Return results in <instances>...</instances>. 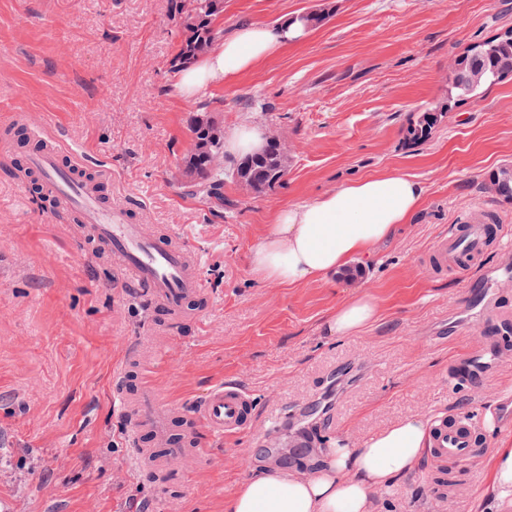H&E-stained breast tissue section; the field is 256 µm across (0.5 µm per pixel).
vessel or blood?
Returning <instances> with one entry per match:
<instances>
[{"label": "vessel or blood", "instance_id": "vessel-or-blood-1", "mask_svg": "<svg viewBox=\"0 0 512 512\" xmlns=\"http://www.w3.org/2000/svg\"><path fill=\"white\" fill-rule=\"evenodd\" d=\"M31 133L38 145L26 161L44 195L56 203V213L79 225L80 245L89 254L102 253L125 273L127 283L144 294L151 305L178 319L184 308L204 292L196 267L198 255L181 243L179 233L168 229L155 234L137 224L125 202L102 193L99 182H111L112 172L99 166L88 176L79 152L68 147L61 135L41 127ZM511 228L503 224H475L462 219L453 224L447 238L429 265L433 271L448 269V257L464 254L466 260L480 257L488 243ZM115 399L131 424L127 437L128 465L151 469L159 484L177 482L170 467L173 459L200 457L195 432L205 429L221 437L245 431L254 409L252 400L240 386L224 383L209 390L195 409L167 408L154 392L139 389L127 393L125 372H117ZM477 422L471 414L456 412L443 416L433 427L426 455L429 460L468 466L476 462L480 447L476 442Z\"/></svg>", "mask_w": 512, "mask_h": 512}]
</instances>
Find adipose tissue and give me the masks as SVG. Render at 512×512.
<instances>
[{"label":"adipose tissue","mask_w":512,"mask_h":512,"mask_svg":"<svg viewBox=\"0 0 512 512\" xmlns=\"http://www.w3.org/2000/svg\"><path fill=\"white\" fill-rule=\"evenodd\" d=\"M301 35L288 20L275 27L238 26L210 54L181 71L179 91L192 99L213 85L236 82ZM423 194L412 177L382 172L282 208L251 252L250 273L258 282L291 287L340 274L352 260L371 257L391 241L413 219ZM378 319L376 302L365 294L339 305L326 330L351 336ZM429 427L427 417L416 416L374 434L360 447L337 445L307 474L256 471L225 497L224 512H374V487L414 470ZM489 468L486 512H512V442L494 448Z\"/></svg>","instance_id":"obj_1"}]
</instances>
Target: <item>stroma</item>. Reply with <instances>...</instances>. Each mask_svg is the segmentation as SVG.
Instances as JSON below:
<instances>
[{
  "mask_svg": "<svg viewBox=\"0 0 512 512\" xmlns=\"http://www.w3.org/2000/svg\"><path fill=\"white\" fill-rule=\"evenodd\" d=\"M322 9L328 19L231 85L202 96L225 131L243 122L288 140L284 182L255 197L225 181L224 210L185 192L178 167L191 142L169 60L180 36L170 0H0V498L16 512H224L252 472L303 474L336 443L356 446L411 416L479 415L482 450L512 440L494 403L512 395V322L470 321L475 288L497 271L494 299L512 312V234L459 275L428 256L457 217L489 213L512 225V200L490 179L512 164V80L457 104L425 144L403 130L448 98V70L470 44L512 26V0H224L219 24L275 25ZM41 114L84 158L108 164L112 193L149 231L179 229L200 256L208 302L175 331L124 275L78 247L77 225L36 194L15 135ZM384 170L424 187L420 209L353 279L294 287L257 283L251 249L274 213ZM366 293L378 322L345 337L324 324ZM497 338L496 365L453 385L461 357ZM157 354L146 375L163 405L203 399L232 382L250 393V429L198 432L207 467L179 485L126 465L128 421L113 399L127 343ZM437 466L374 492L377 512H429ZM439 512H483L486 459L451 470Z\"/></svg>",
  "mask_w": 512,
  "mask_h": 512,
  "instance_id": "stroma-1",
  "label": "stroma"
}]
</instances>
